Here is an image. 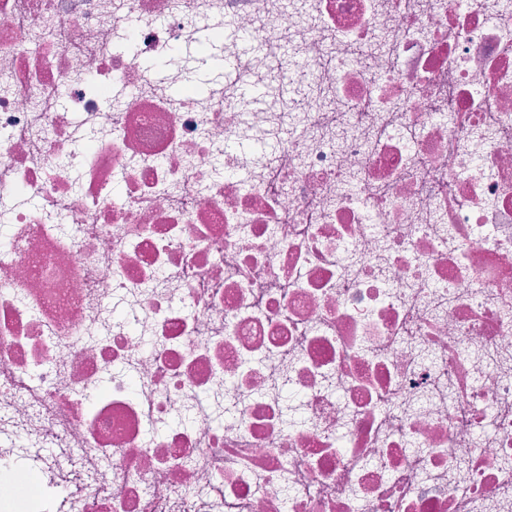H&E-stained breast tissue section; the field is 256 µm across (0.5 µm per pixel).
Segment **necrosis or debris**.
Instances as JSON below:
<instances>
[{"instance_id": "necrosis-or-debris-1", "label": "necrosis or debris", "mask_w": 512, "mask_h": 512, "mask_svg": "<svg viewBox=\"0 0 512 512\" xmlns=\"http://www.w3.org/2000/svg\"><path fill=\"white\" fill-rule=\"evenodd\" d=\"M52 501L512 512V0H0V512Z\"/></svg>"}]
</instances>
